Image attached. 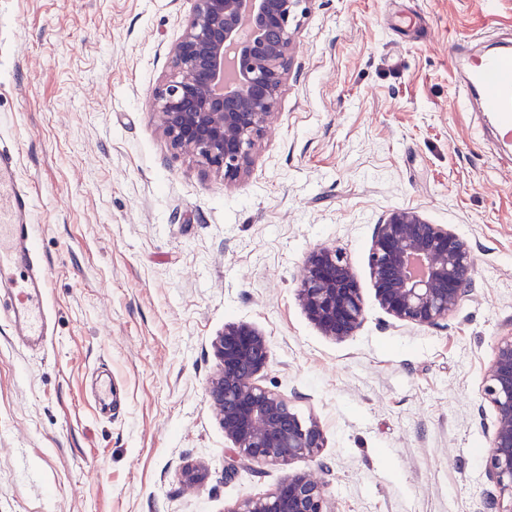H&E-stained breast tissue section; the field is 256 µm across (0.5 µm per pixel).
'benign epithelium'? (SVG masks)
Masks as SVG:
<instances>
[{
	"label": "benign epithelium",
	"instance_id": "benign-epithelium-1",
	"mask_svg": "<svg viewBox=\"0 0 512 512\" xmlns=\"http://www.w3.org/2000/svg\"><path fill=\"white\" fill-rule=\"evenodd\" d=\"M309 0H195L174 47V73L155 92L153 107L171 145L233 181L251 161L273 114L289 68L292 25ZM376 298L397 321L432 327L471 291L469 243L446 224L397 209L376 225L369 252ZM309 320L326 336L353 335L364 318L354 273L335 250L305 259L297 289ZM219 367L208 398L234 455L252 465H288L325 447L320 426L305 423L280 395L256 381L269 363L266 337L246 322L224 325L213 341ZM484 400L493 408V452L486 462L512 512V335L502 337L485 375ZM228 512H328L323 487L305 473L288 475L263 496Z\"/></svg>",
	"mask_w": 512,
	"mask_h": 512
}]
</instances>
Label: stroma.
Masks as SVG:
<instances>
[{"label": "stroma", "mask_w": 512, "mask_h": 512, "mask_svg": "<svg viewBox=\"0 0 512 512\" xmlns=\"http://www.w3.org/2000/svg\"><path fill=\"white\" fill-rule=\"evenodd\" d=\"M193 9L0 0V132L38 189L54 329L48 350L19 346L0 302V512H230L304 471L331 512H483L482 389L512 334V149L479 136L455 49L512 45V0H309L277 111L231 182L173 149L150 109ZM395 209L473 248V292L437 326L376 300L369 251ZM320 247L363 299L341 340L296 295ZM238 320L269 342L260 384L322 428L318 458L233 464L205 388ZM194 464L206 476L189 486Z\"/></svg>", "instance_id": "stroma-1"}]
</instances>
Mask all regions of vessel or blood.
<instances>
[{
  "label": "vessel or blood",
  "mask_w": 512,
  "mask_h": 512,
  "mask_svg": "<svg viewBox=\"0 0 512 512\" xmlns=\"http://www.w3.org/2000/svg\"><path fill=\"white\" fill-rule=\"evenodd\" d=\"M465 101H478L492 143L512 144V51L469 54L461 75ZM19 148L0 139V292L8 299L10 329L22 346L45 345L50 336V279L37 244L35 196L15 177Z\"/></svg>",
  "instance_id": "obj_1"
}]
</instances>
